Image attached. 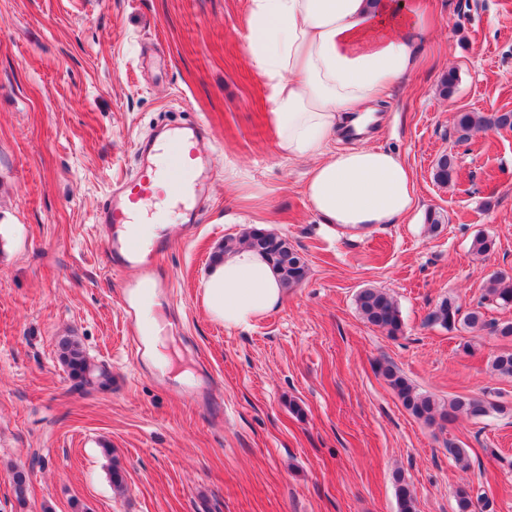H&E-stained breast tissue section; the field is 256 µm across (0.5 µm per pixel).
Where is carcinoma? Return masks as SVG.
<instances>
[{
  "mask_svg": "<svg viewBox=\"0 0 512 512\" xmlns=\"http://www.w3.org/2000/svg\"><path fill=\"white\" fill-rule=\"evenodd\" d=\"M458 139L467 140L473 133L492 129H512V111L484 115L478 112H460L455 123ZM455 174L453 157L443 154L438 157L433 177L442 185L453 181ZM246 245L263 254L277 271L283 288L299 286L307 277L308 265L288 240L272 232L251 229L239 238L224 241L222 252ZM357 310L364 321L379 328L386 336L396 338L403 333V321L396 300L380 288H363L356 295ZM512 307V276L496 273L484 286L480 306ZM428 321L438 324L450 332L477 331L487 327L481 311L462 310L455 298L445 297L438 302L428 316ZM59 359L69 374L83 388H103L110 384L111 376L98 369L80 344L68 337L59 342ZM492 372L501 377H512V352L497 355L491 363ZM379 373L394 390L408 413L428 424L440 420L448 422L458 415L480 418L491 415L505 416L512 412L508 407L480 396L459 395L448 404L439 402L433 395L422 393L394 366L381 364ZM396 498L399 512H416V499L405 480L396 479Z\"/></svg>",
  "mask_w": 512,
  "mask_h": 512,
  "instance_id": "obj_1",
  "label": "carcinoma"
}]
</instances>
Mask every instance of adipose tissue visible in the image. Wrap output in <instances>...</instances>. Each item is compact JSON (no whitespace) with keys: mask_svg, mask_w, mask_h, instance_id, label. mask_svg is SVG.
I'll return each instance as SVG.
<instances>
[{"mask_svg":"<svg viewBox=\"0 0 512 512\" xmlns=\"http://www.w3.org/2000/svg\"><path fill=\"white\" fill-rule=\"evenodd\" d=\"M421 0H250L245 44L264 81L279 152L309 162L303 191L312 213L345 232L394 224L415 208L401 158L329 143L343 121L409 78L430 35ZM203 298L228 329L252 327L279 309V276L258 252L241 247L210 270ZM150 352L168 371L182 360L162 317L144 302Z\"/></svg>","mask_w":512,"mask_h":512,"instance_id":"1","label":"adipose tissue"}]
</instances>
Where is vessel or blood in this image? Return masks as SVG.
Masks as SVG:
<instances>
[{
    "label": "vessel or blood",
    "mask_w": 512,
    "mask_h": 512,
    "mask_svg": "<svg viewBox=\"0 0 512 512\" xmlns=\"http://www.w3.org/2000/svg\"><path fill=\"white\" fill-rule=\"evenodd\" d=\"M140 166L127 179L111 184L95 219L110 230L107 250L113 276H120L128 267L140 270L144 279H151L161 268L163 241L144 247L134 229L140 215V204L158 188H165L174 198L187 200L188 222L185 233L197 230L199 216L207 198L205 174L191 171L190 162H204L209 156L206 131L201 125L181 128L179 133L160 128L136 145Z\"/></svg>",
    "instance_id": "obj_1"
}]
</instances>
